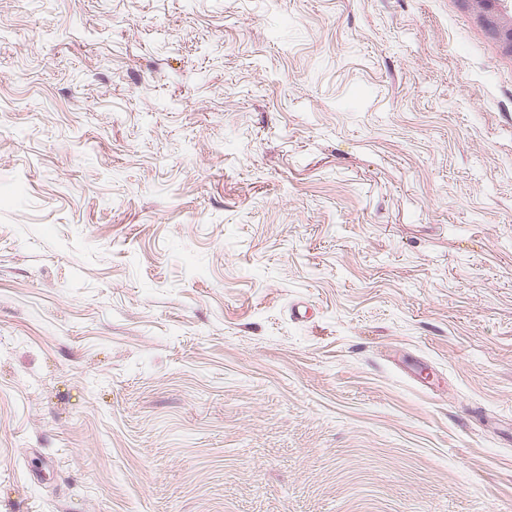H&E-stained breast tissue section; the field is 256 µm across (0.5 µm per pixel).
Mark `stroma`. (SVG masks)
I'll return each instance as SVG.
<instances>
[{
	"label": "stroma",
	"instance_id": "obj_1",
	"mask_svg": "<svg viewBox=\"0 0 512 512\" xmlns=\"http://www.w3.org/2000/svg\"><path fill=\"white\" fill-rule=\"evenodd\" d=\"M0 512H512L460 0H0Z\"/></svg>",
	"mask_w": 512,
	"mask_h": 512
}]
</instances>
